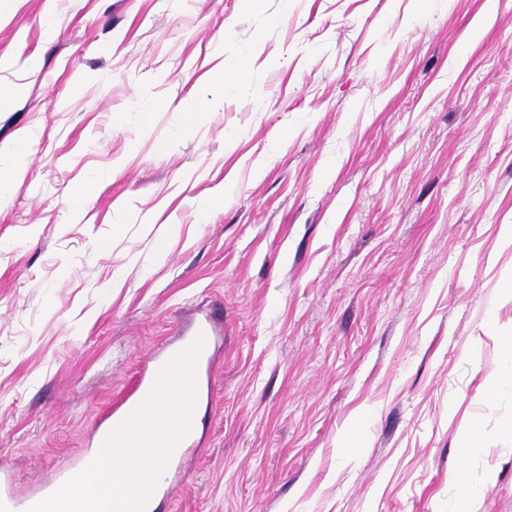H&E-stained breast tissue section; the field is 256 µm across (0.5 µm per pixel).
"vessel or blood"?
<instances>
[{
  "instance_id": "1",
  "label": "vessel or blood",
  "mask_w": 512,
  "mask_h": 512,
  "mask_svg": "<svg viewBox=\"0 0 512 512\" xmlns=\"http://www.w3.org/2000/svg\"><path fill=\"white\" fill-rule=\"evenodd\" d=\"M197 342L201 343L202 348L196 364L195 375L200 378L209 373L212 365L215 331L211 322L204 320L198 322L188 333L183 335L179 346H168L157 353L150 368L138 377L131 389L99 413L93 435V446L76 458L69 469L70 474H77L92 463L113 430L148 398L154 388L159 372L181 351L187 350ZM10 474V466L1 462L0 512H28L31 506L39 502L40 497L34 493L18 491L9 479Z\"/></svg>"
}]
</instances>
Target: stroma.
I'll use <instances>...</instances> for the list:
<instances>
[{
  "label": "stroma",
  "instance_id": "stroma-1",
  "mask_svg": "<svg viewBox=\"0 0 512 512\" xmlns=\"http://www.w3.org/2000/svg\"><path fill=\"white\" fill-rule=\"evenodd\" d=\"M484 2L0 0L19 490L210 314L199 446L161 512H451L489 469L478 512H512V387L481 389L512 337V0L474 42Z\"/></svg>",
  "mask_w": 512,
  "mask_h": 512
}]
</instances>
